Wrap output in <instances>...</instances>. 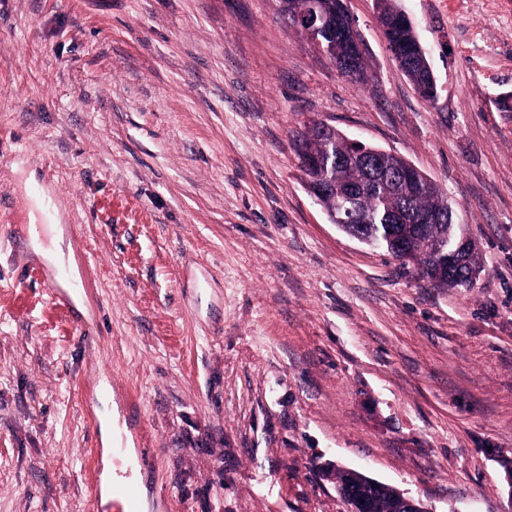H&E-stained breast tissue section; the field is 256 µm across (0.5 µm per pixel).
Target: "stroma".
Wrapping results in <instances>:
<instances>
[{"mask_svg": "<svg viewBox=\"0 0 512 512\" xmlns=\"http://www.w3.org/2000/svg\"><path fill=\"white\" fill-rule=\"evenodd\" d=\"M397 4L435 101L373 0H347L364 83L278 0H0V512H91L107 420L140 512H346L327 462L512 512V0ZM312 120L440 186L472 287L328 222L292 148ZM59 267L79 301L51 303ZM384 9L379 18L385 29L389 49L396 52L400 60V68L414 83L422 98L432 101L425 91V74L422 68L418 38L409 26L401 19L400 11L393 4L394 0H383Z\"/></svg>", "mask_w": 512, "mask_h": 512, "instance_id": "35a3bbf8", "label": "stroma"}]
</instances>
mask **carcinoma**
I'll list each match as a JSON object with an SVG mask.
<instances>
[{"instance_id":"cac0c4a2","label":"carcinoma","mask_w":512,"mask_h":512,"mask_svg":"<svg viewBox=\"0 0 512 512\" xmlns=\"http://www.w3.org/2000/svg\"><path fill=\"white\" fill-rule=\"evenodd\" d=\"M310 0H282V13L288 22L307 32L303 15ZM330 22L315 29L312 37L330 53V59L339 70L352 79L365 80L366 65L364 51L360 50L352 37L348 22L352 15L346 0H320ZM385 29L389 49L396 52L400 68L414 83L422 98H427L425 74L422 68L418 38L413 28L403 22L400 11L393 0H384L383 13L379 18ZM293 148L298 160L309 154L320 160L312 170L301 168L304 176L318 183L332 182L339 193H329L323 199L328 211H338L342 195L350 197V204L362 219L360 232L366 244L385 249L392 257L401 261L392 240L394 224L392 216L399 212L411 215H436L438 220L425 225V231L412 237L409 248L412 251L410 263L420 278L437 288H469L480 273V257L461 256L455 262L448 261V252L464 239L461 225L448 206V200L436 194L421 181L405 193L394 191L384 183H372L366 166L348 162L356 151V144L337 131L325 135L307 131L296 135ZM341 498L363 499L370 504L367 512H385L387 493L365 483L345 482L344 474L338 473Z\"/></svg>"}]
</instances>
